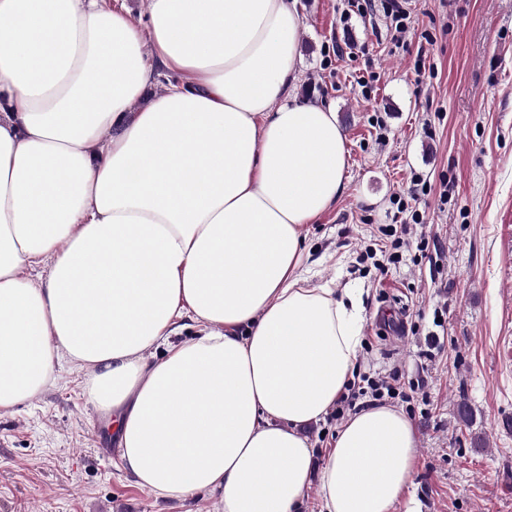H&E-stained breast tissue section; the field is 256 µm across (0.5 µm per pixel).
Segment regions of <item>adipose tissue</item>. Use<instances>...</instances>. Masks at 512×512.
<instances>
[{
  "label": "adipose tissue",
  "instance_id": "ef3b65f1",
  "mask_svg": "<svg viewBox=\"0 0 512 512\" xmlns=\"http://www.w3.org/2000/svg\"><path fill=\"white\" fill-rule=\"evenodd\" d=\"M297 4L0 0V418L65 361L156 496L295 512L314 484L319 512H394L418 462L402 411L349 415L321 464L303 432L345 393L365 309L303 275L348 151L295 99Z\"/></svg>",
  "mask_w": 512,
  "mask_h": 512
}]
</instances>
